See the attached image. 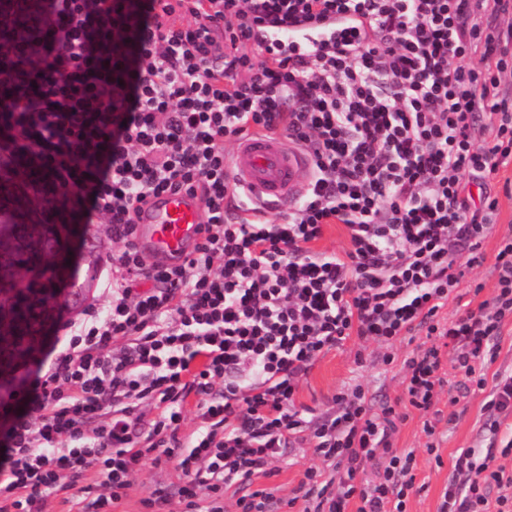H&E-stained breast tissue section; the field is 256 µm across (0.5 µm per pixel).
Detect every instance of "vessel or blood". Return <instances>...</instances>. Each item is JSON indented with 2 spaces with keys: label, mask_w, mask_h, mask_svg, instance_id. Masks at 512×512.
I'll use <instances>...</instances> for the list:
<instances>
[{
  "label": "vessel or blood",
  "mask_w": 512,
  "mask_h": 512,
  "mask_svg": "<svg viewBox=\"0 0 512 512\" xmlns=\"http://www.w3.org/2000/svg\"><path fill=\"white\" fill-rule=\"evenodd\" d=\"M329 29V24L324 23L304 26L289 35L270 31L265 42L274 47H293L295 56L308 59L320 49L314 34ZM230 167L234 181L263 212H285L300 198L310 161L285 136L251 134L234 147ZM201 222L198 196L164 193L136 217L135 240L149 261L179 262L200 242Z\"/></svg>",
  "instance_id": "obj_1"
}]
</instances>
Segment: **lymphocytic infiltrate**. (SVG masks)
<instances>
[{
  "label": "lymphocytic infiltrate",
  "mask_w": 512,
  "mask_h": 512,
  "mask_svg": "<svg viewBox=\"0 0 512 512\" xmlns=\"http://www.w3.org/2000/svg\"><path fill=\"white\" fill-rule=\"evenodd\" d=\"M42 0L44 39L0 49V156L25 152L42 198L76 223L103 219L119 250L106 307L63 321L36 370L0 396V512H42L97 469L113 512L145 465L174 464L188 512H277L255 479L310 433L316 463L303 512H406L415 455L390 437L409 410L431 420L451 356L486 409L512 412V373L488 374L512 320V233L498 242L492 300L439 311L481 265L498 201L474 200L512 166V0ZM334 21L333 50L271 54L264 25ZM288 137L310 155L307 186L283 223L229 214L225 143ZM198 194L192 255L149 262L135 215L153 197ZM344 225L341 252L318 250ZM424 332L404 361L406 407L372 411L361 386L304 419L296 394L350 338L387 346ZM155 409L144 419L142 403ZM191 433H184L185 422ZM375 477L363 480L367 466ZM438 512H512V474L463 450Z\"/></svg>",
  "instance_id": "1"
}]
</instances>
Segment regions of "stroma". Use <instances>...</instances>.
I'll return each mask as SVG.
<instances>
[{
  "label": "stroma",
  "mask_w": 512,
  "mask_h": 512,
  "mask_svg": "<svg viewBox=\"0 0 512 512\" xmlns=\"http://www.w3.org/2000/svg\"><path fill=\"white\" fill-rule=\"evenodd\" d=\"M487 192L498 200V219L484 242L485 260L482 265L466 271L455 295L449 296L441 309V317H454L465 303L488 301L494 295V255L500 236L512 227V195H507L498 181L489 184ZM424 340V334L420 333L413 340L395 344L390 350L394 351L397 361L392 365L383 362L386 352L390 350L373 341L366 344L365 363L357 364V345L346 342L317 361L307 379L300 383L297 401L321 415L331 411L330 399L334 394L357 384L363 386L367 400L376 406L386 401L393 403L404 399V372L400 361L417 351ZM454 395L457 400L453 403L449 402V395L444 392L437 399V406L443 413L456 415L454 422L441 421L436 425L437 455H429L426 451L427 438L418 413H411L405 422L398 425L392 436L393 447L416 454L414 474L420 490L410 496L407 512H437L440 496L452 473L454 457L467 448H499L503 436L512 433V416L502 420L498 433H490L489 416L483 408L485 392H468L460 388ZM312 448L313 443L309 440L285 448L281 457L273 463L275 475L256 480V487L275 489L277 496L284 499L291 497L304 469L316 461ZM182 482L183 475L174 466H145L133 476L121 508L123 512H149L143 501L151 490L159 485L174 490Z\"/></svg>",
  "instance_id": "1"
}]
</instances>
